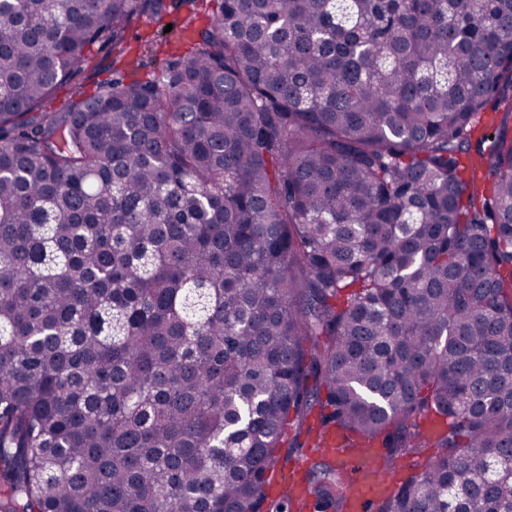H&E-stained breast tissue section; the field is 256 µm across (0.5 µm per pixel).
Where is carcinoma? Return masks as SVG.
<instances>
[{"label":"carcinoma","mask_w":512,"mask_h":512,"mask_svg":"<svg viewBox=\"0 0 512 512\" xmlns=\"http://www.w3.org/2000/svg\"><path fill=\"white\" fill-rule=\"evenodd\" d=\"M199 2L0 0V512H512V0ZM214 6L215 2L210 0H204L203 4H200L199 18L195 22L193 29L185 31L180 39H176L170 45H167V54H180L190 49L197 37V31L205 26L208 20V13H211ZM182 14L173 11L167 15L159 24L151 19H142L133 30L131 38L132 56L140 57L144 65L136 70L134 77L147 79L156 76L164 65V54L156 57L151 54L152 44L158 40L164 25L172 24L177 29H181ZM89 55L93 57L92 65L82 73L76 84L64 87L58 92L56 97L58 108H66L71 100L78 97V93L89 95L99 81L110 78L109 61L104 58V54L93 48ZM341 443L336 432L330 430L324 437L323 448L328 452L335 453L341 471L346 474L352 512H366L370 509L374 499L383 491L386 472H382L376 463L375 450L367 452L363 457L349 456L346 448L340 447ZM368 459L371 460L370 465H367ZM437 448H425V451L418 456L407 459L404 468L391 477L389 491L394 490L410 474L421 471L437 454Z\"/></svg>","instance_id":"carcinoma-1"}]
</instances>
